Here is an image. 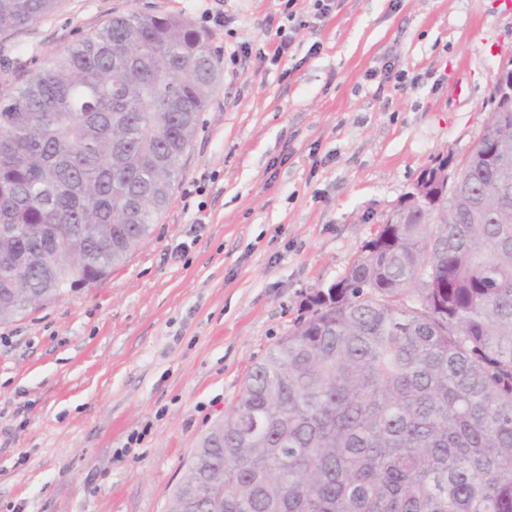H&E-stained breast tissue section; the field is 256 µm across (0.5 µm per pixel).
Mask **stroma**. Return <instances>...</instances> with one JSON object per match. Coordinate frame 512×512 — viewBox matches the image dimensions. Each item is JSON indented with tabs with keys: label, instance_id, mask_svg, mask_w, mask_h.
Here are the masks:
<instances>
[{
	"label": "stroma",
	"instance_id": "obj_1",
	"mask_svg": "<svg viewBox=\"0 0 512 512\" xmlns=\"http://www.w3.org/2000/svg\"><path fill=\"white\" fill-rule=\"evenodd\" d=\"M131 13L190 21L221 79L149 239L0 324V512H168L306 297L434 159L469 153L512 55V0H332L319 19L312 0H60L0 34V63L43 67Z\"/></svg>",
	"mask_w": 512,
	"mask_h": 512
}]
</instances>
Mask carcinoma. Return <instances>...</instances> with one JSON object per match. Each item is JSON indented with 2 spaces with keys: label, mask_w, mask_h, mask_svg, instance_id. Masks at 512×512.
<instances>
[{
  "label": "carcinoma",
  "mask_w": 512,
  "mask_h": 512,
  "mask_svg": "<svg viewBox=\"0 0 512 512\" xmlns=\"http://www.w3.org/2000/svg\"><path fill=\"white\" fill-rule=\"evenodd\" d=\"M58 0H0V34ZM219 60L187 20H108L0 68V323L151 235ZM423 169L202 438L169 512H512V112L438 202Z\"/></svg>",
  "instance_id": "1"
}]
</instances>
